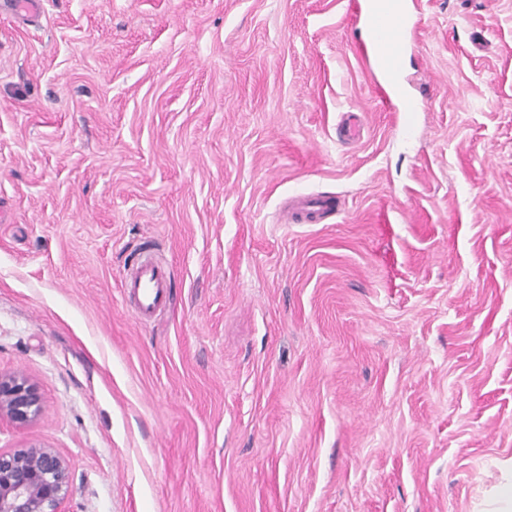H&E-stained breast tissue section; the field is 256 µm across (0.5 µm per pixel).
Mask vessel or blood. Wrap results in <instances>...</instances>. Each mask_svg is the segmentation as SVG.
Masks as SVG:
<instances>
[{
	"mask_svg": "<svg viewBox=\"0 0 512 512\" xmlns=\"http://www.w3.org/2000/svg\"><path fill=\"white\" fill-rule=\"evenodd\" d=\"M387 27L372 26V13L376 4H369L367 14L361 19L363 27L369 28L372 41L369 47L370 58L380 69L390 84H397L402 54L406 48L408 21L401 0H385ZM333 199L321 195L300 197L293 209L291 219L296 223H306L311 218L334 212ZM170 274L165 265L152 255L139 259L125 276L122 290L134 303L135 317L138 321H150L161 311L169 300Z\"/></svg>",
	"mask_w": 512,
	"mask_h": 512,
	"instance_id": "b4317fda",
	"label": "vessel or blood"
}]
</instances>
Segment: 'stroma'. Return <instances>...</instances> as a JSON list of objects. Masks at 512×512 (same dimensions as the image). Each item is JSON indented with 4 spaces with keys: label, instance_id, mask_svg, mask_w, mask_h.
<instances>
[{
    "label": "stroma",
    "instance_id": "1",
    "mask_svg": "<svg viewBox=\"0 0 512 512\" xmlns=\"http://www.w3.org/2000/svg\"><path fill=\"white\" fill-rule=\"evenodd\" d=\"M364 3L0 6V373L43 401L0 448L69 512H478L512 469V0H407L397 94ZM333 199L321 195L300 197L292 209L291 219L294 223H306L313 217L327 215L336 210ZM170 274L152 255L139 259L122 282V290L134 302L139 322L150 321L169 300Z\"/></svg>",
    "mask_w": 512,
    "mask_h": 512
}]
</instances>
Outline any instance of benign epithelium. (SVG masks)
Instances as JSON below:
<instances>
[{"instance_id":"obj_1","label":"benign epithelium","mask_w":512,"mask_h":512,"mask_svg":"<svg viewBox=\"0 0 512 512\" xmlns=\"http://www.w3.org/2000/svg\"><path fill=\"white\" fill-rule=\"evenodd\" d=\"M41 409L35 382L23 374H0V419L26 426ZM70 488L69 468L55 449L29 443L0 450V512H62Z\"/></svg>"}]
</instances>
